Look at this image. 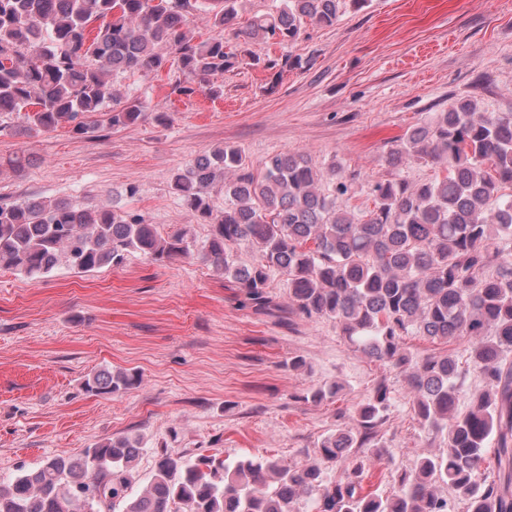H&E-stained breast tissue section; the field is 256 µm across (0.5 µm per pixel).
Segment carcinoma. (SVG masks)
Listing matches in <instances>:
<instances>
[{"label": "carcinoma", "instance_id": "1", "mask_svg": "<svg viewBox=\"0 0 512 512\" xmlns=\"http://www.w3.org/2000/svg\"><path fill=\"white\" fill-rule=\"evenodd\" d=\"M236 0H0V117L15 116L31 136L69 128L89 137L122 129L145 112L120 105L116 72H158L175 51L188 85L222 93L217 76L240 63L224 51V27ZM340 0H282L256 16L244 40L291 44L310 21L332 26ZM210 15L218 35L200 42L185 12ZM444 168L417 184L375 182V208L357 216L338 205L351 185L333 163L319 167L300 153L277 154L261 175L226 145L172 175L171 187L210 234L198 256L232 277L257 311H266L270 272L288 279L291 310L336 322L341 334L382 365L408 373L422 426L446 434V448L424 454L390 491L362 493L370 462L384 457L377 431L389 407L384 384L357 417L356 431L335 433L316 461L291 466L265 456L233 468L216 456L192 463L164 449L138 494L140 438L120 436L79 456L58 453L36 469L0 483V512H79L74 494L93 488L94 512H295L304 496L316 512H457L446 488L463 494L466 512H512V113L479 112L471 100L451 103L407 131L387 155L400 170L416 162ZM224 178V208L210 188ZM256 255L241 268L235 248ZM132 253L155 262L191 256L186 233L167 236L137 215L93 210L74 201L0 204V268L30 278L66 263L77 273L118 268ZM495 271L486 274L490 265ZM407 336L450 343L471 340L468 366L484 385L461 394L458 362L448 354L415 359ZM138 384L132 373L101 370L86 379L95 394ZM339 463L343 475L323 477Z\"/></svg>", "mask_w": 512, "mask_h": 512}]
</instances>
